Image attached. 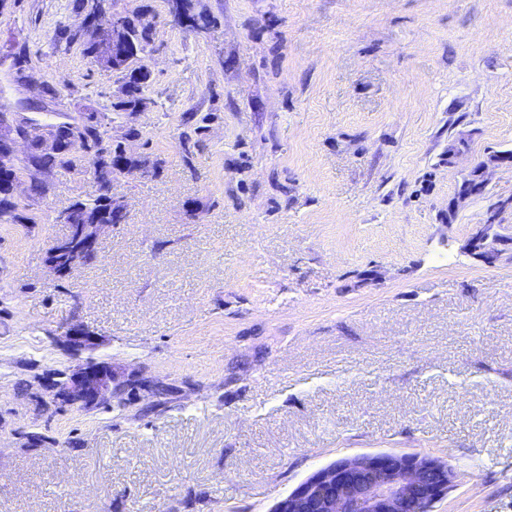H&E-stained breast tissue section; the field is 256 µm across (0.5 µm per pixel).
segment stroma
Here are the masks:
<instances>
[{
	"mask_svg": "<svg viewBox=\"0 0 512 512\" xmlns=\"http://www.w3.org/2000/svg\"><path fill=\"white\" fill-rule=\"evenodd\" d=\"M189 2L207 26L110 0L157 29L142 113L114 110L119 75L69 39L90 0L0 6V110L102 114L157 166L121 181L126 222L62 279L56 213L100 187L15 147L30 221L0 222V512H271L378 451L448 463L435 512H512V262L464 250L492 203L512 225V163L458 198L512 152V0ZM73 318L102 338L90 355L59 340ZM87 357L166 393L49 402V372Z\"/></svg>",
	"mask_w": 512,
	"mask_h": 512,
	"instance_id": "obj_1",
	"label": "stroma"
}]
</instances>
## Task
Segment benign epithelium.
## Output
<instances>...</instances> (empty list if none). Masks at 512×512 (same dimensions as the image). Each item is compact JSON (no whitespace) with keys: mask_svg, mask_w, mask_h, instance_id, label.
Returning <instances> with one entry per match:
<instances>
[{"mask_svg":"<svg viewBox=\"0 0 512 512\" xmlns=\"http://www.w3.org/2000/svg\"><path fill=\"white\" fill-rule=\"evenodd\" d=\"M127 26V16L122 12L94 9L86 15L76 28L82 36L94 28L110 43L112 55L120 59H131L142 70L130 68L121 72L122 82L138 78L141 71L148 70L142 63L153 40L140 43L132 52L124 51L129 40L120 37ZM38 129L29 125L15 124L10 113L0 114V155H14L17 140L30 143ZM106 130L99 115L88 114L78 124L62 123L43 132L42 148L55 150L68 145L75 159H88L89 173L97 176L100 166L106 162L105 154L94 147V138L106 145ZM104 224L93 225L94 233L75 224L68 225V233L54 241L47 251L46 263L50 271L59 277L71 275L82 264L73 261L59 267L51 257L69 248L75 237L96 248ZM465 250L487 265L496 264L503 252L487 243L484 225H476L475 232L465 245ZM61 336L66 347L79 353L91 351L99 344V337L85 325L72 320L61 326ZM45 391L51 396H67L76 399L75 406L88 408L104 406L120 397L112 387V364L98 362L92 358L75 369L55 370L50 373ZM453 486V472L448 463L421 457L414 453L375 452L364 453L335 461L299 483L281 498L272 512H427L448 495Z\"/></svg>","mask_w":512,"mask_h":512,"instance_id":"obj_1","label":"benign epithelium"}]
</instances>
